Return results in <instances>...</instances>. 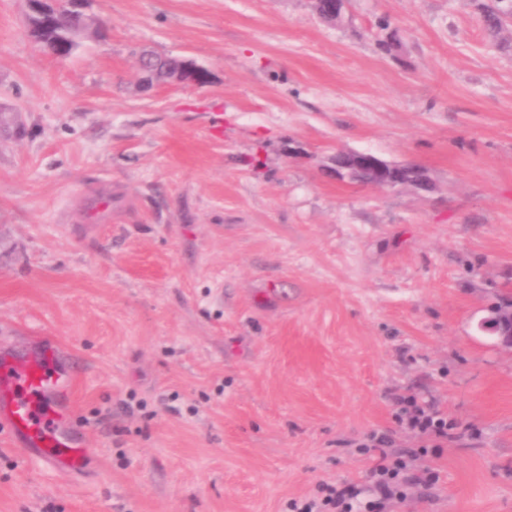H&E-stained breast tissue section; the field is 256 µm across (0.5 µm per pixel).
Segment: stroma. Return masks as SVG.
Here are the masks:
<instances>
[{"mask_svg": "<svg viewBox=\"0 0 512 512\" xmlns=\"http://www.w3.org/2000/svg\"><path fill=\"white\" fill-rule=\"evenodd\" d=\"M57 58L0 0V348L53 346L87 450L0 430V512H512V30L478 0H91ZM400 45L382 52L380 18ZM206 68L138 86L142 49ZM432 184L340 182L336 152ZM454 421L424 444L407 397ZM209 81V73L189 60H182L172 78L170 84L176 85H202ZM483 328L497 336L500 343L512 349V305L507 304L482 324ZM379 458L374 469L376 484L384 494H390L398 486V477L407 465L402 459L388 460L384 452L380 453ZM320 499L305 502L294 501L290 504L293 512H351V504L347 501V492L344 489L327 486Z\"/></svg>", "mask_w": 512, "mask_h": 512, "instance_id": "stroma-1", "label": "stroma"}]
</instances>
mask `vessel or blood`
Instances as JSON below:
<instances>
[{"mask_svg":"<svg viewBox=\"0 0 512 512\" xmlns=\"http://www.w3.org/2000/svg\"><path fill=\"white\" fill-rule=\"evenodd\" d=\"M73 385L50 350L0 362V419L28 453L52 471H76L86 460L84 448L72 436L63 402Z\"/></svg>","mask_w":512,"mask_h":512,"instance_id":"b4317fda","label":"vessel or blood"}]
</instances>
